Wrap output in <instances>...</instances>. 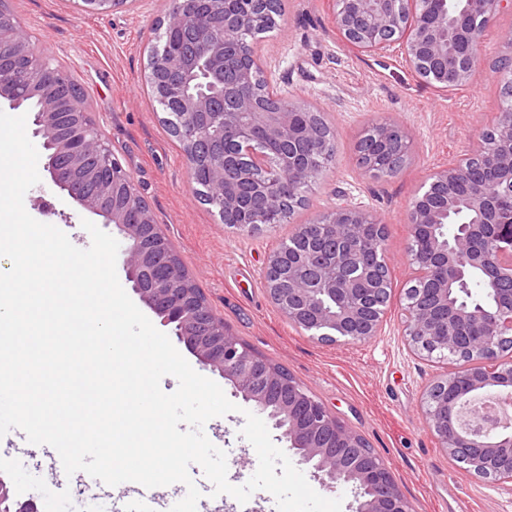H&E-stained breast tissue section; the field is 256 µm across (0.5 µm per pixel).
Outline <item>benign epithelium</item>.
I'll use <instances>...</instances> for the list:
<instances>
[{"label":"benign epithelium","mask_w":512,"mask_h":512,"mask_svg":"<svg viewBox=\"0 0 512 512\" xmlns=\"http://www.w3.org/2000/svg\"><path fill=\"white\" fill-rule=\"evenodd\" d=\"M333 23L344 41L359 52L397 48L409 67L441 90L468 81L487 27L512 15V0H458L459 15L448 18V0H333ZM264 0H224L218 16L196 7V0H170L162 26L193 32L189 56L155 55L147 82L159 98H177V131L185 156L197 152L203 131L221 125L224 138L212 154V168L223 183L215 196L220 212L240 231H267L258 214L277 209L294 188L323 171L308 163L316 151L330 152L317 126L298 119L310 105L292 100L286 107L258 104L257 75L267 62L251 49L244 34L267 20ZM0 0V101L20 109L19 83L37 98L32 136L47 155L52 184L70 202L103 218L122 238L124 267L133 291L202 366L229 381L235 394L264 414L279 439L307 466L327 491L354 488L352 512H413L391 471L365 450L360 435L336 417L296 380L281 375L251 352L224 320L170 275L177 251L155 224L140 191L113 157L86 112L84 101L66 88L69 72L36 54L18 27L5 21ZM365 144L402 160L409 153L408 131L382 122L364 136ZM99 171V191L80 198L71 190L58 159L84 171L88 157ZM492 172L493 189L482 185L460 196L456 184L470 178L476 161ZM335 235L314 236L285 260L269 254L261 271L271 300L297 328L330 342L365 343L380 335L389 293L390 270L383 225L360 205L347 202L320 216ZM407 255L416 286L407 289L404 336L423 358L450 356L458 367L427 385L424 413L428 428L448 456L476 477L512 483V118L496 133L482 134L478 149L435 171L407 213ZM480 272L493 287L494 306L459 300L469 275ZM496 391L499 413L477 418L476 401ZM0 512H41L32 500L15 496L0 478Z\"/></svg>","instance_id":"obj_1"}]
</instances>
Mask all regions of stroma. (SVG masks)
<instances>
[{
	"label": "stroma",
	"mask_w": 512,
	"mask_h": 512,
	"mask_svg": "<svg viewBox=\"0 0 512 512\" xmlns=\"http://www.w3.org/2000/svg\"><path fill=\"white\" fill-rule=\"evenodd\" d=\"M8 6L32 47L72 72L96 128L225 326L251 351L283 366L361 435L415 512H512V486L467 472L428 429L426 387L453 366L415 356L402 334L403 297L414 277L406 255L409 204L436 169L475 150L480 133L495 123L502 82L493 64L506 49L512 16H501L488 29L480 66L467 83L447 92L418 78L401 53L349 48L333 24L331 0H286L278 29L258 42L271 64L272 88L325 112L336 132V161L311 185L295 223L315 220L342 194L386 226L392 290L382 333L366 343H328L289 323L260 276L267 256L295 224L249 234L227 228L199 199L164 112L147 97L144 73L166 0H134L103 15L84 11L81 0H8ZM388 120L408 130L410 155L397 175L379 178L361 168L355 143L372 125ZM24 205L77 248L90 246L81 225L87 211L71 206L49 177L27 191ZM92 220L103 223L99 216ZM245 422L235 411L204 427L226 452L227 478L236 486L258 467L255 449L241 434ZM0 477L11 482L18 498L36 500L42 512H111L119 494L85 472L66 475L52 447L32 446L17 428L0 437Z\"/></svg>",
	"instance_id": "stroma-1"
}]
</instances>
